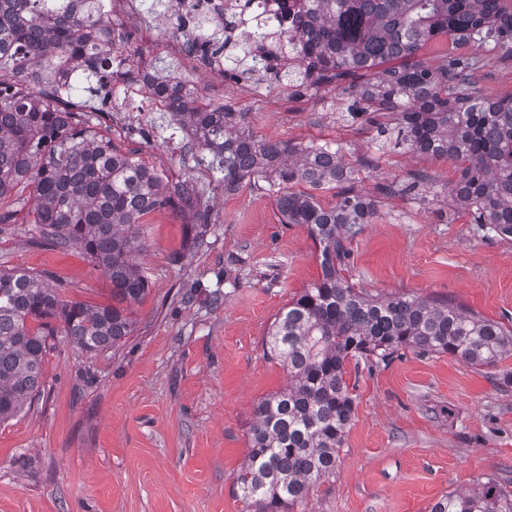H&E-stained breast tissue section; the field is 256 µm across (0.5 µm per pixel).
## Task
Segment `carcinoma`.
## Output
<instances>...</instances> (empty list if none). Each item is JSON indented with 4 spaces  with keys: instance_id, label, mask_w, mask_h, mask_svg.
<instances>
[{
    "instance_id": "cac0c4a2",
    "label": "carcinoma",
    "mask_w": 512,
    "mask_h": 512,
    "mask_svg": "<svg viewBox=\"0 0 512 512\" xmlns=\"http://www.w3.org/2000/svg\"><path fill=\"white\" fill-rule=\"evenodd\" d=\"M250 2L238 0L207 34L191 18L199 31L192 49L226 77L258 74L289 87L345 82L356 107L350 116L395 113L376 123L382 146L456 164L449 206L469 211L487 234L512 236V95L475 91L472 75L483 66L476 56L446 53L434 68L415 60L435 37L454 49L512 46V0H295L302 28L289 36L249 11ZM128 41L100 0H0V200L31 189V223L42 236L89 256L112 283V303L89 307L61 301L26 271L0 272V424L41 393L49 337L100 351L131 335V306L148 292L131 262L142 248L133 226L144 215L183 203L196 223H211L204 187L160 175L90 129L112 112L115 76L140 71L120 49ZM388 61L400 65L355 81ZM143 80L149 95L169 100L159 129L197 140L226 191L247 177L265 181L284 222L306 226L318 250V280L268 331L267 350L288 370V387L254 407L236 485L255 512H293L336 472L354 416L351 359L387 363L409 349L492 368L512 354L511 332L461 305L373 297L343 277L352 242L377 207L354 193L356 169L340 149L259 138L247 113L201 105L182 95V80L147 71ZM296 185L336 188L339 201L324 206ZM430 512H512V495L489 477L442 495Z\"/></svg>"
}]
</instances>
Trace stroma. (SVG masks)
Returning a JSON list of instances; mask_svg holds the SVG:
<instances>
[{
  "label": "stroma",
  "mask_w": 512,
  "mask_h": 512,
  "mask_svg": "<svg viewBox=\"0 0 512 512\" xmlns=\"http://www.w3.org/2000/svg\"><path fill=\"white\" fill-rule=\"evenodd\" d=\"M143 66L163 62L207 102L248 113L272 140L330 144L361 166L356 193L380 216L352 243L346 278L363 292L463 305L512 330V237L484 235L448 207L456 168L381 147L372 124L351 118L336 83L294 93L251 77L238 82L165 47L150 15L124 23ZM485 58L483 95L512 94V56L468 45ZM107 131L123 150L171 178L208 185L212 224L163 208L136 229L150 291L133 305L120 345L86 352L54 337L40 398L0 425V512H249L235 478L253 408L288 384L265 348L275 316L321 274L306 226L286 224L275 193L244 179L209 186L203 152L182 135L143 141L158 110L113 99ZM428 176L414 192L412 173ZM0 271L24 269L68 302L111 301L103 267L41 238L15 197L0 201ZM354 417L336 473L311 491L305 512H428L442 495L492 477L512 492V356L475 368L449 354L405 351L387 365L350 370Z\"/></svg>",
  "instance_id": "1"
}]
</instances>
